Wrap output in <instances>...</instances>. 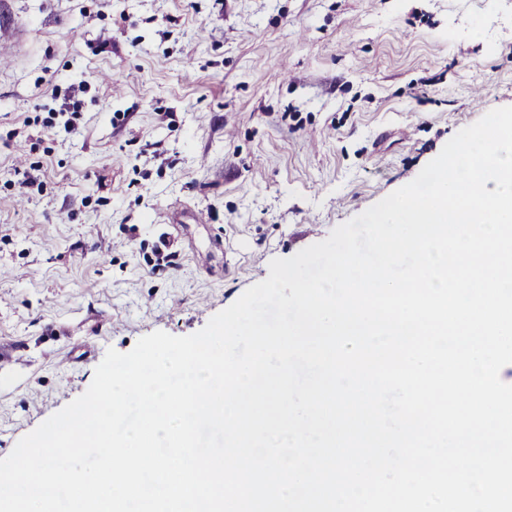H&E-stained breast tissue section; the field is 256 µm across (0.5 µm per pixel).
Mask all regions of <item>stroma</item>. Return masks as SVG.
<instances>
[{"label":"stroma","mask_w":512,"mask_h":512,"mask_svg":"<svg viewBox=\"0 0 512 512\" xmlns=\"http://www.w3.org/2000/svg\"><path fill=\"white\" fill-rule=\"evenodd\" d=\"M1 54L4 458L512 106V0H0Z\"/></svg>","instance_id":"stroma-1"}]
</instances>
